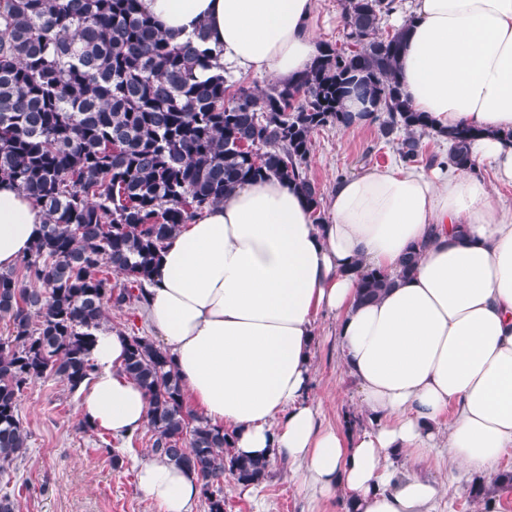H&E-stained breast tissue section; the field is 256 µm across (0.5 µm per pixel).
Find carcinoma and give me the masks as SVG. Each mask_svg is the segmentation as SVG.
<instances>
[{
	"mask_svg": "<svg viewBox=\"0 0 512 512\" xmlns=\"http://www.w3.org/2000/svg\"><path fill=\"white\" fill-rule=\"evenodd\" d=\"M395 0H347L349 48L320 43L291 85L263 91L227 84L224 65L201 30L183 42L158 30L139 0H0V178L29 195L43 233L0 272V476L28 451L18 397L54 378L76 389L88 379L94 331L108 307L143 298L160 251L178 228L238 185L265 177L296 183L307 203L320 194L306 175L313 133L345 128L351 96L385 113L399 160L419 162L427 116L403 99L397 62L406 28L378 35ZM213 70L206 79L201 70ZM479 131L448 132L450 160L465 168ZM124 276L118 288L104 266ZM390 287L375 270L360 278L359 300ZM124 372L148 396L151 453L195 473L207 512H224V481L259 484L263 457L240 459L229 434L185 407L166 351L129 336Z\"/></svg>",
	"mask_w": 512,
	"mask_h": 512,
	"instance_id": "obj_1",
	"label": "carcinoma"
}]
</instances>
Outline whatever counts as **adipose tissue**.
<instances>
[{"mask_svg":"<svg viewBox=\"0 0 512 512\" xmlns=\"http://www.w3.org/2000/svg\"><path fill=\"white\" fill-rule=\"evenodd\" d=\"M158 29L206 31L236 75L294 82L317 55L316 0H140ZM398 70L404 97L436 128L483 130L470 168L375 166L337 181L311 209L275 177L236 187L182 225L140 307L191 408L234 433L242 457L287 464L314 493L357 512H433L448 487L512 456V0H413ZM44 214L0 181V271L42 234ZM418 262L402 275L409 252ZM391 286L358 299L360 275ZM336 318L341 361L368 429L322 425L311 393L315 318ZM121 330L96 331L78 415L126 439L148 398L122 370ZM445 480L417 475L432 452ZM159 512H191L196 475L136 462Z\"/></svg>","mask_w":512,"mask_h":512,"instance_id":"obj_1","label":"adipose tissue"}]
</instances>
